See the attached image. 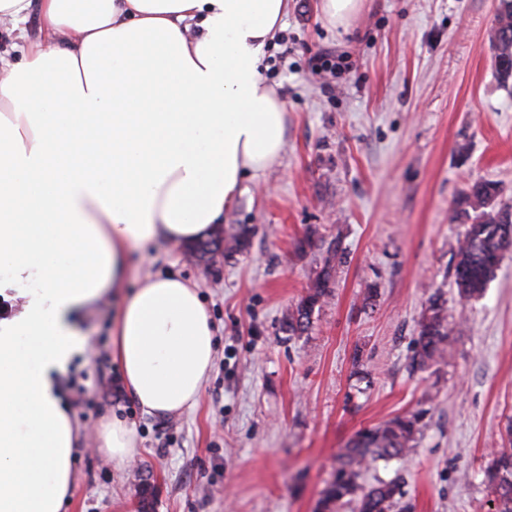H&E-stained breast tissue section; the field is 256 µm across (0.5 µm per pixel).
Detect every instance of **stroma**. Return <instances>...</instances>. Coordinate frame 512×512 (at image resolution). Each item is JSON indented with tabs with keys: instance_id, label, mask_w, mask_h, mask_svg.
<instances>
[{
	"instance_id": "1",
	"label": "stroma",
	"mask_w": 512,
	"mask_h": 512,
	"mask_svg": "<svg viewBox=\"0 0 512 512\" xmlns=\"http://www.w3.org/2000/svg\"><path fill=\"white\" fill-rule=\"evenodd\" d=\"M498 6L363 0L344 27L318 0H290L263 53L288 108L282 160L244 180L224 218L248 227L243 248L205 263L164 244L130 259V277L169 271L200 287L216 330L200 401L151 415L119 391L112 306L101 305L62 379L81 423L63 512H317L355 433L415 409L427 412L415 447L371 465L363 484L398 481L414 512H495L484 469L512 426V251L470 299L453 254L471 185L495 184L493 206L512 211V85L496 78L489 43ZM324 50L350 69L316 74ZM330 248L331 294L308 331L291 332L285 317ZM433 298L453 347L420 369L414 340ZM112 413L139 440L120 467L94 452Z\"/></svg>"
}]
</instances>
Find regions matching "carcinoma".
<instances>
[{
    "label": "carcinoma",
    "instance_id": "carcinoma-1",
    "mask_svg": "<svg viewBox=\"0 0 512 512\" xmlns=\"http://www.w3.org/2000/svg\"><path fill=\"white\" fill-rule=\"evenodd\" d=\"M490 46L496 77L506 85L512 80V0H500ZM496 193L494 185L476 183L463 197V202L475 210L472 222L467 225L463 238L458 240L454 253L455 283L466 297L483 293L495 277L504 253L512 250V213L497 210L491 205ZM246 234L247 229L241 227L222 240L199 242L189 248V253L203 261L221 248L232 252L240 247ZM332 259L331 254L325 258L324 266L308 294L288 314L290 331H305L315 306L329 295ZM429 311L430 314L421 321L415 339L412 364L418 367L445 360L452 349L453 328L448 322L446 309L432 298ZM423 417L424 411L418 410L359 431L338 456L333 480L319 501V512H341L351 502L355 503V512H392L396 506L400 512H414L412 503L400 502L403 492L396 481H380L366 488L360 479L363 468L368 464L406 456L415 447ZM485 475L498 501L497 512H512V447L499 448L493 453Z\"/></svg>",
    "mask_w": 512,
    "mask_h": 512
}]
</instances>
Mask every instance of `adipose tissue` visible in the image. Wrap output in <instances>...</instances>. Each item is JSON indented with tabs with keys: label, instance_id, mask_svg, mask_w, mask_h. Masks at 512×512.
<instances>
[{
	"label": "adipose tissue",
	"instance_id": "1",
	"mask_svg": "<svg viewBox=\"0 0 512 512\" xmlns=\"http://www.w3.org/2000/svg\"><path fill=\"white\" fill-rule=\"evenodd\" d=\"M289 0H0V512H61L79 425L59 378L114 307L112 361L143 412L196 406L215 360L197 285L128 260L205 239L284 150L260 72ZM38 36H30L29 20ZM124 464L134 427L102 419Z\"/></svg>",
	"mask_w": 512,
	"mask_h": 512
}]
</instances>
